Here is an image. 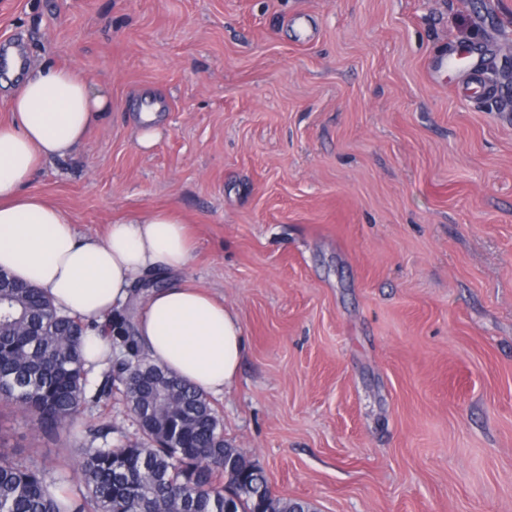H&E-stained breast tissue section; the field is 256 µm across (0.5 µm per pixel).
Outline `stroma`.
Wrapping results in <instances>:
<instances>
[{
    "mask_svg": "<svg viewBox=\"0 0 512 512\" xmlns=\"http://www.w3.org/2000/svg\"><path fill=\"white\" fill-rule=\"evenodd\" d=\"M78 70L112 109L28 192L80 236L159 210L178 277L239 317L211 402L272 493L317 512H512V0H0L4 57ZM483 58L487 99L463 94ZM160 104L150 151L136 142ZM136 440L120 393L42 439ZM157 109V104H148L142 107L140 127L137 130V143L142 149H150L159 137V131L156 127Z\"/></svg>",
    "mask_w": 512,
    "mask_h": 512,
    "instance_id": "1",
    "label": "stroma"
}]
</instances>
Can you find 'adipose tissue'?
I'll return each mask as SVG.
<instances>
[{"label": "adipose tissue", "instance_id": "adipose-tissue-1", "mask_svg": "<svg viewBox=\"0 0 512 512\" xmlns=\"http://www.w3.org/2000/svg\"><path fill=\"white\" fill-rule=\"evenodd\" d=\"M8 107L12 119L0 125V268L40 288L61 313L101 324L144 275L187 266L193 245L171 212L111 225L101 240L82 238L60 209L26 190L40 160L70 154L94 114L109 111L105 94L73 67L42 61L27 70ZM137 333L152 358L198 389L221 393L237 379L241 322L199 287L149 291Z\"/></svg>", "mask_w": 512, "mask_h": 512}]
</instances>
